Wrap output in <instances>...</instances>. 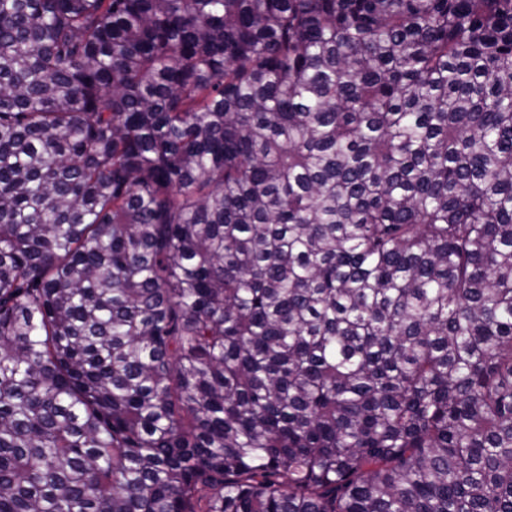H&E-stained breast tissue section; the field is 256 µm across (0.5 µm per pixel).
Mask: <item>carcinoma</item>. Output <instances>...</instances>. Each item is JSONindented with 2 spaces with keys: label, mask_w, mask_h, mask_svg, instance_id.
<instances>
[{
  "label": "carcinoma",
  "mask_w": 512,
  "mask_h": 512,
  "mask_svg": "<svg viewBox=\"0 0 512 512\" xmlns=\"http://www.w3.org/2000/svg\"><path fill=\"white\" fill-rule=\"evenodd\" d=\"M0 512H512V0H0Z\"/></svg>",
  "instance_id": "obj_1"
}]
</instances>
